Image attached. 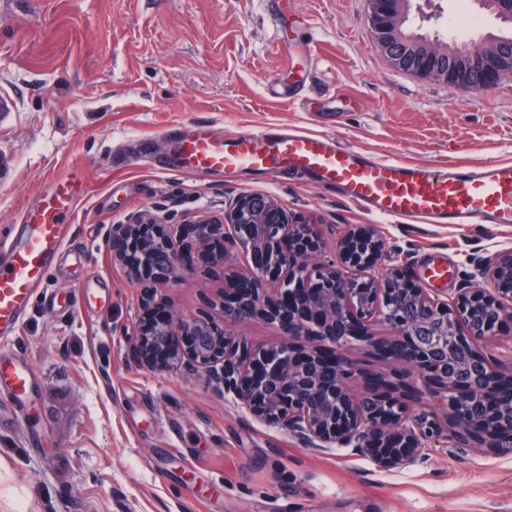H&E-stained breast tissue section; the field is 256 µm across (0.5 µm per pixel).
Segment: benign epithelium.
<instances>
[{
  "label": "benign epithelium",
  "instance_id": "benign-epithelium-1",
  "mask_svg": "<svg viewBox=\"0 0 512 512\" xmlns=\"http://www.w3.org/2000/svg\"><path fill=\"white\" fill-rule=\"evenodd\" d=\"M368 21L385 54L396 65L412 63L419 77L462 88V66L433 74L429 61L447 46L424 40L396 44L392 29L408 0H369ZM486 61L483 87L492 88L512 62L496 44L478 47ZM147 213L112 228V257L144 282L174 273L181 263L176 247L155 234ZM230 226L235 243L250 256L245 287L224 298V318L278 322L284 338L254 346L242 336L201 317L168 315L136 347L148 362L156 351L194 368L220 369L213 382L224 399L269 425L288 428L307 448L351 449L385 467L427 461L435 447L466 454L473 445L512 453V369L505 372L482 353V346L512 323V249L477 251L470 257L485 288L466 285L453 302L423 287L408 288L400 270L382 263L385 245L369 227L347 232L337 243L338 260L312 262L321 248L312 224L297 222L274 198L239 195L224 215L194 224L201 241ZM371 347L399 366L408 382L414 375L432 381L446 406L441 418L375 388L357 394L356 375L345 350Z\"/></svg>",
  "mask_w": 512,
  "mask_h": 512
}]
</instances>
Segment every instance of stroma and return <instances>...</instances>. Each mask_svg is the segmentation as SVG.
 Masks as SVG:
<instances>
[{"instance_id":"35a3bbf8","label":"stroma","mask_w":512,"mask_h":512,"mask_svg":"<svg viewBox=\"0 0 512 512\" xmlns=\"http://www.w3.org/2000/svg\"><path fill=\"white\" fill-rule=\"evenodd\" d=\"M368 0H0V235L43 185L76 169L85 197L68 239L88 246L48 278L0 356L37 377L28 413L0 403V512H512V454L432 451L384 468L347 450L304 448L225 401L208 371L149 364L136 349L143 285L112 257V227L150 212L163 236L221 215L243 193L276 198L317 225L324 259L353 226L372 225L386 264L441 297L472 275L477 249L512 248V226L404 224L368 214L299 178L239 171L201 178L138 164L164 156V129L195 121L224 133L269 125L330 133L341 145L410 162L512 161V75L464 93L393 65L368 23ZM501 34L478 0H411L407 26L447 41ZM311 40L314 61L282 47ZM305 77L295 100L272 80ZM250 258L231 232L195 245L184 270L153 284L154 302L224 321L227 275ZM448 269L434 280L435 265ZM92 304L64 311L84 283Z\"/></svg>"}]
</instances>
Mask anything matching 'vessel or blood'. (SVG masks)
Wrapping results in <instances>:
<instances>
[{"label": "vessel or blood", "mask_w": 512, "mask_h": 512, "mask_svg": "<svg viewBox=\"0 0 512 512\" xmlns=\"http://www.w3.org/2000/svg\"><path fill=\"white\" fill-rule=\"evenodd\" d=\"M165 164L190 177L250 170L271 178L312 179L370 214L411 224H511L512 162L446 165L379 159L334 136L282 126L222 134L182 123L164 132ZM78 172L50 180L0 239V337L22 326L36 293L56 267L66 227L84 197ZM0 384L16 413L36 387L28 364L0 360Z\"/></svg>", "instance_id": "obj_1"}]
</instances>
